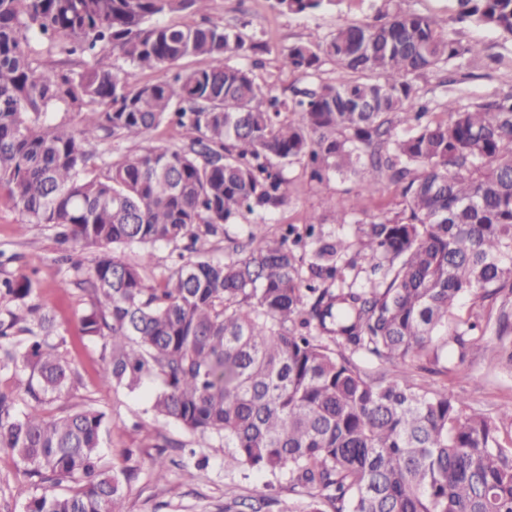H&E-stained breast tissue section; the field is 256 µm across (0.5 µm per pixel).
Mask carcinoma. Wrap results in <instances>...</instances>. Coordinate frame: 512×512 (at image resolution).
I'll list each match as a JSON object with an SVG mask.
<instances>
[{
  "instance_id": "obj_1",
  "label": "carcinoma",
  "mask_w": 512,
  "mask_h": 512,
  "mask_svg": "<svg viewBox=\"0 0 512 512\" xmlns=\"http://www.w3.org/2000/svg\"><path fill=\"white\" fill-rule=\"evenodd\" d=\"M211 2L0 0V188L21 228L54 231L67 276L90 295L79 329L102 341V382L150 386L154 419L224 440L226 468L288 475L301 497L289 512H512V410L475 412L409 368L440 371L464 295L496 309L456 323L460 356L491 326L512 335V92L450 100L435 119L415 78L480 44L400 0H368L373 19L281 53L280 70L306 86L279 94L254 76L265 44L246 22L212 20ZM273 2L304 16L344 0ZM450 2L457 22L512 40V0ZM180 12L199 20L162 21ZM103 51L169 75L133 83L92 61ZM186 57L206 64L182 70ZM60 109L78 125L55 121ZM160 127L182 145L137 146ZM294 164L311 181L354 175L367 196L387 180L404 208L355 221L353 242L324 236L315 216L271 234ZM240 219L244 246L224 230ZM203 237L227 242L224 255L197 249ZM162 245L178 260L156 272ZM85 248L86 269L69 255ZM33 292L0 278V303ZM49 336L40 306L0 311V345L31 400L19 412L0 392V454L25 463L34 488L24 512H125L127 471L101 465L106 412L41 410L73 376ZM374 359L400 370L372 377L359 361Z\"/></svg>"
}]
</instances>
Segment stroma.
I'll list each match as a JSON object with an SVG mask.
<instances>
[{
    "label": "stroma",
    "instance_id": "obj_1",
    "mask_svg": "<svg viewBox=\"0 0 512 512\" xmlns=\"http://www.w3.org/2000/svg\"><path fill=\"white\" fill-rule=\"evenodd\" d=\"M404 8L435 16L441 26L454 30L465 42H480L479 58L463 66H451L444 75L428 73L415 81L420 95L442 104L448 99L461 103L487 101L512 90V40L483 27L459 24L453 20L449 0H404ZM370 11L363 0L341 4L336 11L295 18L277 13L272 0H213L210 16L214 21L234 25L249 21V34L267 45L262 58L263 68L257 69L259 80L275 82L278 92L289 93L300 85L298 76L278 73V58L288 46L306 42L315 34L335 29L343 20H361ZM287 205L270 220L271 230L280 225H303L310 213L323 216V234L354 239L355 227L340 224V210L355 209L357 219L368 221L384 212L402 209V197L397 186L385 182L372 197H357V180L353 176L329 174L323 181L308 180L301 168L289 166ZM25 218L13 207L5 190L0 189V273L30 274L38 283L31 301L46 306L55 323V337L61 338L59 353L75 370L73 379L60 395L46 404L50 414H62L85 405L106 411L107 429L103 434L102 464L104 468L125 467L131 472L124 486L126 512H224L228 497L238 499L272 492L281 503H288L287 477L267 482L265 477L226 470L224 444L216 438L192 436L179 426L155 420L149 410L146 391L134 393L113 391L100 380L104 361L102 344L82 338L78 318L88 307V295L78 289L61 288L66 271L57 262L59 245L51 231L41 226H29L19 232ZM501 342L498 336L486 334L484 348L479 353L460 356L456 344L448 346V370L443 374L417 372L419 383L427 387L445 388L460 395L471 409L482 413H497L512 409V368L499 360ZM183 442L196 449V458L188 459L185 468L170 467L166 481L156 479L157 449L146 435L147 430ZM207 457L208 465L200 469L197 457ZM193 478H186V471ZM32 487L19 460L0 455V512H23Z\"/></svg>",
    "mask_w": 512,
    "mask_h": 512
}]
</instances>
